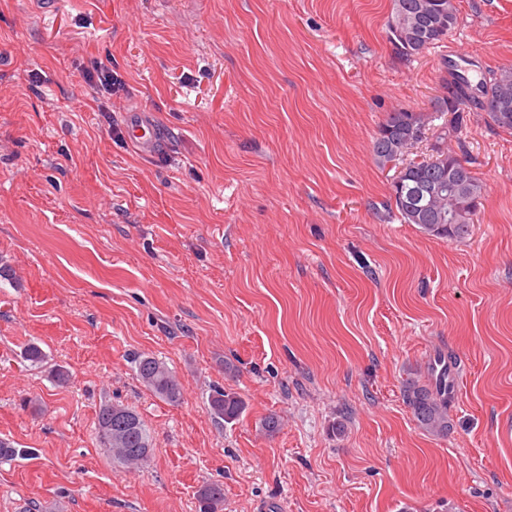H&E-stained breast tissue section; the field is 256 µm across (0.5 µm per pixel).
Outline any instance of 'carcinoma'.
<instances>
[{
  "label": "carcinoma",
  "instance_id": "cac0c4a2",
  "mask_svg": "<svg viewBox=\"0 0 512 512\" xmlns=\"http://www.w3.org/2000/svg\"><path fill=\"white\" fill-rule=\"evenodd\" d=\"M457 13L455 0H393L388 21L392 52L399 59L409 60L445 41L457 26ZM449 84L455 87L456 98L451 102L436 98L435 113H454V128L465 125L464 113L474 109L485 113L493 125L512 131V68L501 70L489 84L479 85L477 97L470 91L471 82L462 74H452ZM418 123L412 110L400 108L388 113L372 143L376 163L384 167L403 156L406 135ZM392 196L404 223L414 224L422 233L438 239H463L474 224L484 186L472 174L467 161L450 150L445 171L435 170L423 161L411 163L403 187L392 188ZM133 363L138 379L154 395L172 403L181 399V386L164 361L140 354ZM453 388L449 361L441 355L435 359L427 382L407 380L404 397L425 432L438 437L448 435ZM244 408L240 395L230 390L218 389L210 399L212 414L226 423L237 420ZM96 434L112 460L123 467L139 468L152 459L153 448L144 420L123 403L106 401L100 405ZM197 498L201 512H220L224 489L218 483H206L197 491Z\"/></svg>",
  "mask_w": 512,
  "mask_h": 512
}]
</instances>
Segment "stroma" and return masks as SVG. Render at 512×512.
Wrapping results in <instances>:
<instances>
[{
	"mask_svg": "<svg viewBox=\"0 0 512 512\" xmlns=\"http://www.w3.org/2000/svg\"><path fill=\"white\" fill-rule=\"evenodd\" d=\"M55 2L0 0V439L30 451L0 461V512H200L211 481L223 512H512V131L474 111L447 140L485 185L462 240L402 223L372 154L388 112L432 111L451 50L512 68V0H456L408 61L393 0ZM135 109L149 157L113 133ZM440 353L444 438L403 397ZM108 400L145 421V468L98 442ZM127 141L142 155L155 153L161 142L158 125L145 116H131L125 126ZM133 363L138 379L154 395L172 403L181 399V386L164 361L140 354L134 357ZM244 408V401L240 395L230 390H215L210 399L212 414L226 423L236 421ZM200 512L222 511L224 505V489L218 483H205L197 491Z\"/></svg>",
	"mask_w": 512,
	"mask_h": 512,
	"instance_id": "35a3bbf8",
	"label": "stroma"
}]
</instances>
